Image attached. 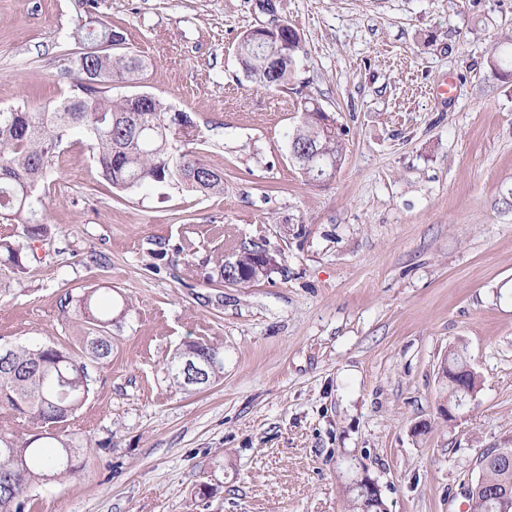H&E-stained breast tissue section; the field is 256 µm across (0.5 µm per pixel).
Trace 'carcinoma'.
<instances>
[{
  "label": "carcinoma",
  "mask_w": 512,
  "mask_h": 512,
  "mask_svg": "<svg viewBox=\"0 0 512 512\" xmlns=\"http://www.w3.org/2000/svg\"><path fill=\"white\" fill-rule=\"evenodd\" d=\"M94 2L85 0L86 19L71 35L76 44L85 47L116 34L93 16ZM291 34L294 40L288 45V64L271 80V88L287 84L292 73L301 39L297 31ZM268 54L267 49H253L247 40L239 43V60L248 78L266 83L263 71ZM148 65V60L129 51L90 54L75 64L84 86L71 89L52 111L0 110V217L20 225L22 231L19 240L0 239V266L19 278L27 273L29 257L35 256L34 243L49 232L37 218L42 200L36 190L51 174L56 149L75 135L88 139L102 176L119 192L149 184H170L201 195L224 192V171L209 165L194 150L181 155L176 143L188 145L198 140V131L191 132L187 140L167 127L165 103L157 98L136 109L127 97L114 99L106 94L103 83L137 80ZM301 112V124L295 131L299 139L342 162L345 144L341 132L326 136L318 125L322 108L308 100L301 105ZM180 155L184 165L179 169L176 160ZM258 253L257 249L232 248L230 260L237 262L249 283L270 274ZM72 303L83 333L79 352L54 345H15L10 347V359H0V406L28 429L22 435L0 433V512H30L34 493L47 478L62 481L83 467L80 455L67 458L58 437L50 436L55 442L50 452L40 444L44 438L41 430L67 422L89 398L91 379L84 385L78 383V378L88 373V362L103 365L112 357V318L99 310L95 291L76 298L68 294L61 307ZM187 347L202 357H224L223 347L205 341H193ZM475 482L482 484L485 493L512 489V466L486 463ZM348 506L349 512H381L382 503H372L353 490Z\"/></svg>",
  "instance_id": "obj_1"
}]
</instances>
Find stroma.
Instances as JSON below:
<instances>
[{
  "mask_svg": "<svg viewBox=\"0 0 512 512\" xmlns=\"http://www.w3.org/2000/svg\"><path fill=\"white\" fill-rule=\"evenodd\" d=\"M95 12L150 63L112 96L189 112L224 192L120 197L84 138L58 149L38 190L53 235L23 282L0 270V343L77 350L68 294L129 308L62 425L98 447L32 512H346L359 466L389 512H470L460 488L480 454L512 448V78L488 66L512 58V0H96ZM84 17L78 0H0V109L39 112L75 84ZM276 23L301 49L269 90L237 47ZM309 98L346 146L323 184L288 155ZM233 244L273 255L269 277L219 282ZM201 340L223 347L224 375L187 390L167 365ZM459 348L480 388L451 421L439 369Z\"/></svg>",
  "mask_w": 512,
  "mask_h": 512,
  "instance_id": "stroma-1",
  "label": "stroma"
}]
</instances>
